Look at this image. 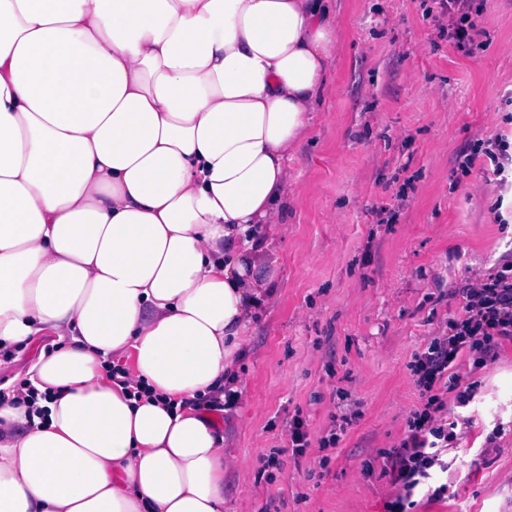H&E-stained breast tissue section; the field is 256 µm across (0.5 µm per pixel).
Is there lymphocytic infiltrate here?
<instances>
[{"label": "lymphocytic infiltrate", "instance_id": "obj_1", "mask_svg": "<svg viewBox=\"0 0 512 512\" xmlns=\"http://www.w3.org/2000/svg\"><path fill=\"white\" fill-rule=\"evenodd\" d=\"M459 294L464 300L461 315L450 317L445 331L433 337L411 365L421 406L410 415L406 437L387 456L389 472L400 487L391 512H405L420 481L441 462L438 445L450 434L438 423L439 413L446 410L438 385L455 392L457 406H466L474 393L460 386L458 360L465 357L473 368H484L497 359L503 341H512V260L503 261L487 278H474Z\"/></svg>", "mask_w": 512, "mask_h": 512}]
</instances>
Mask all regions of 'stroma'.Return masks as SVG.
Listing matches in <instances>:
<instances>
[{
  "label": "stroma",
  "mask_w": 512,
  "mask_h": 512,
  "mask_svg": "<svg viewBox=\"0 0 512 512\" xmlns=\"http://www.w3.org/2000/svg\"><path fill=\"white\" fill-rule=\"evenodd\" d=\"M337 53L311 133L288 160L296 190L274 242L277 294L253 322L242 394L220 419L231 442L224 512H388L385 453L419 404L409 365L461 314L456 293L512 252V192L462 151L512 137V0H473L471 52L448 37L442 0H335ZM468 406L447 470L408 512H512V343L481 369L460 359ZM350 416L341 425V416ZM302 419L310 445L289 446ZM341 428L337 445L321 440ZM495 444H487L490 433ZM447 485L444 497L427 493Z\"/></svg>",
  "instance_id": "1"
}]
</instances>
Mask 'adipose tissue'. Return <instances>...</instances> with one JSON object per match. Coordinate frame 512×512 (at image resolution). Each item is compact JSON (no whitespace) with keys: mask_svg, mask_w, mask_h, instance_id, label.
<instances>
[{"mask_svg":"<svg viewBox=\"0 0 512 512\" xmlns=\"http://www.w3.org/2000/svg\"><path fill=\"white\" fill-rule=\"evenodd\" d=\"M331 0H0V512H224L241 336L336 58ZM128 360L127 384L111 358ZM51 339L43 342H37L28 347L11 346L13 350L12 356L8 359L3 358L0 354V382H4L2 387L16 385L23 379L29 366L36 359L41 347L46 344V348H50Z\"/></svg>","mask_w":512,"mask_h":512,"instance_id":"obj_1","label":"adipose tissue"}]
</instances>
